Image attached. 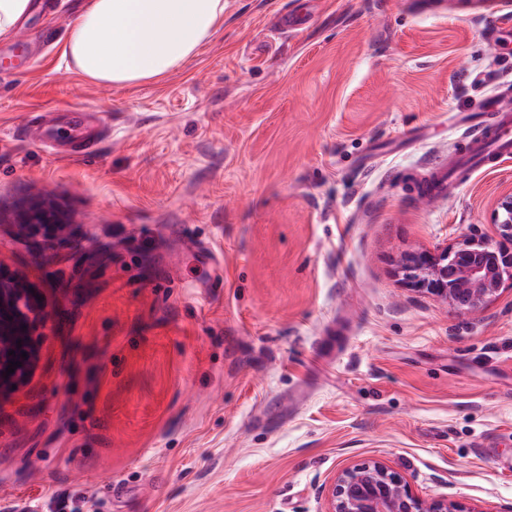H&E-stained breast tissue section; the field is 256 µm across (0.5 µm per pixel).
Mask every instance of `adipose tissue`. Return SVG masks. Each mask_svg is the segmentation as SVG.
Returning a JSON list of instances; mask_svg holds the SVG:
<instances>
[{
	"label": "adipose tissue",
	"mask_w": 512,
	"mask_h": 512,
	"mask_svg": "<svg viewBox=\"0 0 512 512\" xmlns=\"http://www.w3.org/2000/svg\"><path fill=\"white\" fill-rule=\"evenodd\" d=\"M223 15L224 0H84L64 55L95 82L151 80L194 56Z\"/></svg>",
	"instance_id": "obj_1"
}]
</instances>
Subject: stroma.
Wrapping results in <instances>:
<instances>
[{"instance_id": "stroma-1", "label": "stroma", "mask_w": 512, "mask_h": 512, "mask_svg": "<svg viewBox=\"0 0 512 512\" xmlns=\"http://www.w3.org/2000/svg\"><path fill=\"white\" fill-rule=\"evenodd\" d=\"M54 2L0 37V270L45 296L34 371L0 396V512H325L371 459L512 512V290L458 316L394 273L494 233L512 156L423 185L512 90V19L224 0L186 64L110 85L69 67L81 0ZM49 106L112 135L51 158L16 136ZM44 199L71 236L17 228Z\"/></svg>"}]
</instances>
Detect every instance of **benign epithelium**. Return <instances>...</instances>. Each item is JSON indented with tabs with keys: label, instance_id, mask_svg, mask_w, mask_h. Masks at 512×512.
<instances>
[{
	"label": "benign epithelium",
	"instance_id": "obj_1",
	"mask_svg": "<svg viewBox=\"0 0 512 512\" xmlns=\"http://www.w3.org/2000/svg\"><path fill=\"white\" fill-rule=\"evenodd\" d=\"M494 213V237L465 235L432 249L409 252L400 260L397 274L458 316L492 304L504 289L512 288V188L498 196ZM17 223L20 229L45 237H64L71 230L46 202L20 212ZM40 296L26 278L0 273V395L20 385L34 367V332L43 313ZM12 361L21 366L8 375ZM325 512L466 510L446 498L425 501L417 497L383 461L373 459L345 468L335 477Z\"/></svg>",
	"mask_w": 512,
	"mask_h": 512
}]
</instances>
